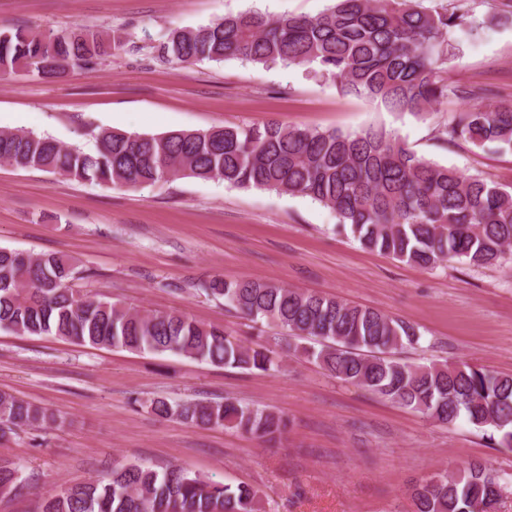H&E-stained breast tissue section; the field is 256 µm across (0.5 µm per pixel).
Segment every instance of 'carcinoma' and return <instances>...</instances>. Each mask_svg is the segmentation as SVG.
Masks as SVG:
<instances>
[{
    "instance_id": "obj_1",
    "label": "carcinoma",
    "mask_w": 512,
    "mask_h": 512,
    "mask_svg": "<svg viewBox=\"0 0 512 512\" xmlns=\"http://www.w3.org/2000/svg\"><path fill=\"white\" fill-rule=\"evenodd\" d=\"M473 30L469 0L444 13L415 0H334L316 17L228 14L194 28H169L154 46L162 64L240 59L271 65H317L341 88L390 112L424 118L449 96L473 103L435 127L448 143L512 154V102H487L448 78L453 44ZM122 40L110 30L36 34L0 27V76L51 79L112 56ZM97 151L22 129L0 131V164L60 173L78 181L136 187L182 177L222 180L311 199L331 209L337 227L368 251L432 270L456 261L488 267L512 260V189L429 162L382 126L359 132L283 127L276 123L136 135L91 131ZM76 259L0 248V327L53 335L80 345L172 353L200 362L268 372L276 352L230 339L175 311H142L72 288ZM197 290L252 321L311 336L308 351L332 377L361 386L442 425L459 418L512 448V375L475 363L413 364L392 351L420 339L411 323L379 309L319 292L214 275ZM161 417L196 426H229L257 439L282 433L287 421L266 408L222 402L151 403ZM57 423L54 414L0 394V436ZM501 479L473 463L413 486V512H487L490 485ZM17 470L0 465V494L17 489ZM258 491L193 474L180 466H116L106 479L84 480L43 499L40 512H261Z\"/></svg>"
}]
</instances>
